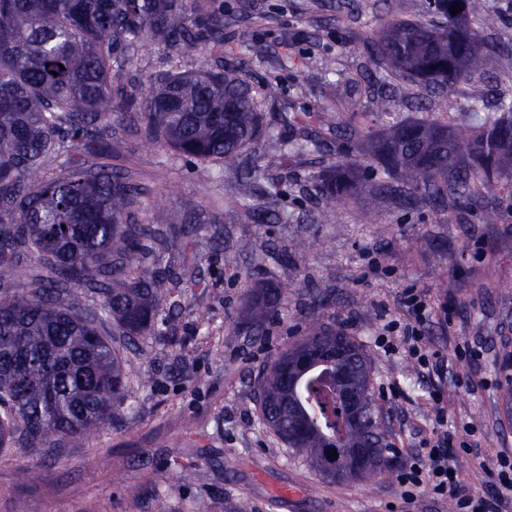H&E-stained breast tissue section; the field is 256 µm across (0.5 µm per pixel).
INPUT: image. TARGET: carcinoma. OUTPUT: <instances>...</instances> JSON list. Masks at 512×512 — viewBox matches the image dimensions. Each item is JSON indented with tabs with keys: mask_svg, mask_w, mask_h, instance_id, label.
Segmentation results:
<instances>
[{
	"mask_svg": "<svg viewBox=\"0 0 512 512\" xmlns=\"http://www.w3.org/2000/svg\"><path fill=\"white\" fill-rule=\"evenodd\" d=\"M431 3L439 24L391 21L372 59L389 66L398 90L418 83L438 106L484 71L490 8L488 0ZM154 43L163 44L169 69L139 105L147 136L188 159L236 164L270 129L251 85L219 60L180 70L182 53L224 45L222 0H0V267L30 252L41 266L23 293L0 295V448L76 444L112 423L128 377L100 326L110 318L132 340L173 303L145 244L155 231L134 216L140 188L88 161L111 147L112 117L130 106L125 63ZM360 138L353 154L314 175L328 207L356 195L369 166L409 200L450 196L465 208L482 193L477 174L512 185V99L481 129L404 122ZM52 156L63 158L61 173L47 176ZM262 178L251 171L239 193L253 195ZM89 292L101 302L88 303ZM286 293V284L246 290L245 324L260 326ZM338 340L353 353L350 369L366 401L358 423L343 412L336 369H308L294 356ZM259 395L263 420L320 475L358 480L385 464L371 366L343 330L312 327L262 373ZM334 451L338 457L327 456Z\"/></svg>",
	"mask_w": 512,
	"mask_h": 512,
	"instance_id": "carcinoma-1",
	"label": "carcinoma"
}]
</instances>
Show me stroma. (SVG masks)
Here are the masks:
<instances>
[{
	"label": "stroma",
	"mask_w": 512,
	"mask_h": 512,
	"mask_svg": "<svg viewBox=\"0 0 512 512\" xmlns=\"http://www.w3.org/2000/svg\"><path fill=\"white\" fill-rule=\"evenodd\" d=\"M484 28L498 50L486 68L488 101L466 110L468 85L447 107L430 109L420 86L390 97V116L373 114L354 80L388 89L387 65L366 66L375 34L392 19L430 22L429 0H224V61L246 66L276 141H260L239 165L190 161L145 139L135 112L112 126L115 170L139 185L136 215L156 224L163 263L178 278L181 301L155 329L120 346L131 396L118 420L75 447L53 452L0 450V512H456L423 488L403 494L406 456L440 433L443 407L473 491L494 495L498 459L512 460V194H487L500 219L480 224L473 211L423 198L407 201L376 168L362 174V197L323 216L313 179L350 148L348 103L367 123L419 120L449 128L484 125L497 99L512 98V0H489ZM323 113L311 129L327 145L287 162L284 142L303 143L293 121ZM260 166L282 192L240 196L238 182ZM177 193H168V184ZM182 218L188 236L172 239L158 214ZM307 250L292 254L295 241ZM238 256L224 265L225 251ZM288 292L258 331L239 329L241 297L255 284ZM424 293L432 312L423 333L444 360L438 377H420L403 350L386 348L406 322L405 291ZM345 329L371 364L372 408L385 431L387 460L372 477L332 482L293 455L258 408V374L308 333L309 324ZM27 479H20L21 468ZM300 485L301 493L284 496Z\"/></svg>",
	"instance_id": "1"
}]
</instances>
